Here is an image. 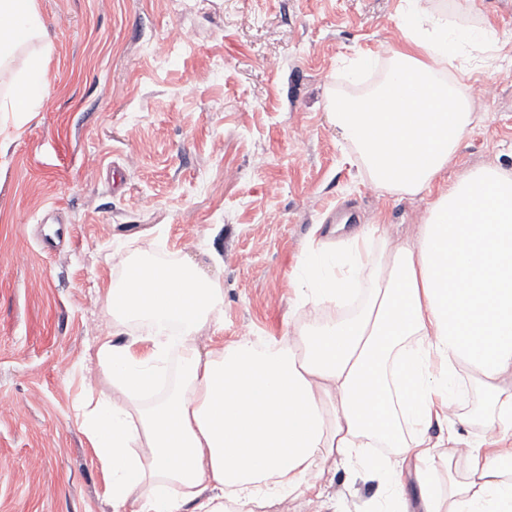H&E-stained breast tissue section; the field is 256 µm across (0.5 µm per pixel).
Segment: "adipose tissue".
<instances>
[{"label": "adipose tissue", "instance_id": "obj_1", "mask_svg": "<svg viewBox=\"0 0 512 512\" xmlns=\"http://www.w3.org/2000/svg\"><path fill=\"white\" fill-rule=\"evenodd\" d=\"M421 2L405 0L383 83L336 98L329 118L375 189L432 200L413 236L394 240L386 225L368 224L342 249L303 251L294 304L326 318L261 349L242 337L204 351L196 336L221 328L223 293L190 259L137 262L134 275L105 288L113 328L141 332L121 343L96 337L104 384L89 386L74 417L112 512H258L322 496L330 462L377 483L374 512H512V172L480 167L435 190L472 122L470 96L436 80V68L501 37L428 17ZM42 34L38 0H0V54ZM48 62L45 49L28 56L0 112L40 107ZM362 284L367 295L346 313ZM173 350L176 386L129 409ZM463 369L484 395L476 415L454 409ZM477 420L489 440L472 438ZM436 423L469 460L444 485L437 472L451 460L430 435ZM357 448L368 456L354 458ZM409 461L414 504L402 479Z\"/></svg>", "mask_w": 512, "mask_h": 512}]
</instances>
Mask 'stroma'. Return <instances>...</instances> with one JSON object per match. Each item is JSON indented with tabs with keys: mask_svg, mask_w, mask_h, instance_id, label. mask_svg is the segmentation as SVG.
<instances>
[{
	"mask_svg": "<svg viewBox=\"0 0 512 512\" xmlns=\"http://www.w3.org/2000/svg\"><path fill=\"white\" fill-rule=\"evenodd\" d=\"M52 53L37 111L0 114V512H111L74 419L92 336L112 319L97 292L131 259L185 256L217 274L223 326L265 341L295 311L290 273L339 206L347 230L410 234L427 202L375 191L329 120L341 91L364 94L358 56L397 43L401 0H39ZM493 50L454 59L465 88L496 92L444 176L512 171V0H423ZM189 32L170 64L146 52L171 19ZM150 196L153 206L137 201ZM339 512H370L376 485L337 472Z\"/></svg>",
	"mask_w": 512,
	"mask_h": 512,
	"instance_id": "obj_1",
	"label": "stroma"
}]
</instances>
